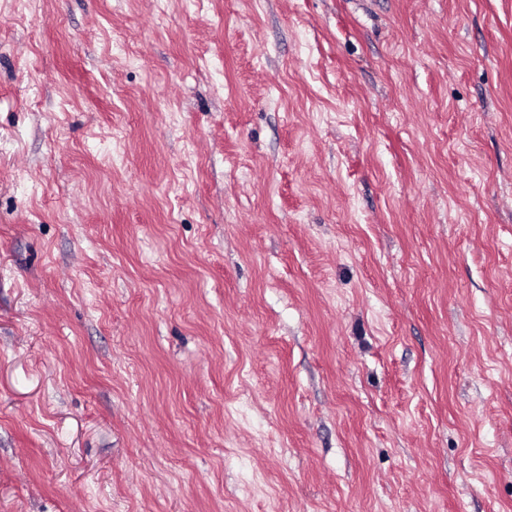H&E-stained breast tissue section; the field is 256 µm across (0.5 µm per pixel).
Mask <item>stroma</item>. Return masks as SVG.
Instances as JSON below:
<instances>
[{"label": "stroma", "mask_w": 512, "mask_h": 512, "mask_svg": "<svg viewBox=\"0 0 512 512\" xmlns=\"http://www.w3.org/2000/svg\"><path fill=\"white\" fill-rule=\"evenodd\" d=\"M0 512H512V0H0Z\"/></svg>", "instance_id": "obj_1"}]
</instances>
